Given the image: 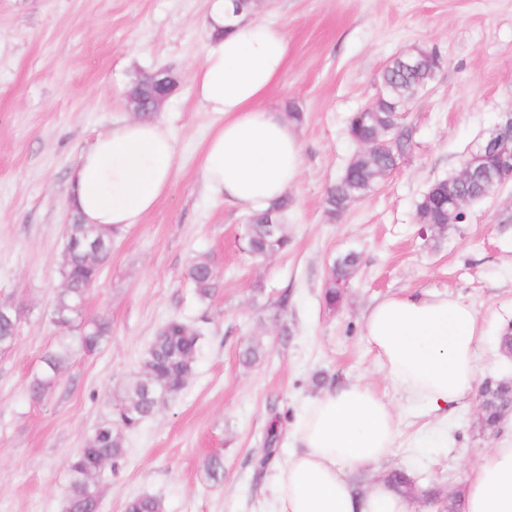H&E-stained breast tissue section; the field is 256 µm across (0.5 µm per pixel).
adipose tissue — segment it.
I'll list each match as a JSON object with an SVG mask.
<instances>
[{
	"label": "adipose tissue",
	"instance_id": "ef3b65f1",
	"mask_svg": "<svg viewBox=\"0 0 512 512\" xmlns=\"http://www.w3.org/2000/svg\"><path fill=\"white\" fill-rule=\"evenodd\" d=\"M204 61L192 77L214 119L201 163L208 194L243 211L286 197L301 174V146L286 115L263 104L280 80L288 40L280 27L211 0ZM180 161L171 129L157 116L112 127L82 151L72 170L70 207L86 224L128 230L167 192ZM364 336L407 406L447 415L474 391L481 334L473 306L442 293L391 294L364 321ZM506 435L472 468L464 512H512V417ZM399 417L368 385L349 383L312 400L294 427L297 449L275 476L276 512H409L377 482L353 494L350 477L395 450Z\"/></svg>",
	"mask_w": 512,
	"mask_h": 512
}]
</instances>
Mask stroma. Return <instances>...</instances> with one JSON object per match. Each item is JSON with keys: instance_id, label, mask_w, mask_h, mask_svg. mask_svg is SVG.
I'll return each instance as SVG.
<instances>
[{"instance_id": "35a3bbf8", "label": "stroma", "mask_w": 512, "mask_h": 512, "mask_svg": "<svg viewBox=\"0 0 512 512\" xmlns=\"http://www.w3.org/2000/svg\"><path fill=\"white\" fill-rule=\"evenodd\" d=\"M210 0H0V302L19 317L0 352V512H63L66 460L110 418L156 330L177 318L202 332L182 391L125 436V456L99 480V512H125L139 495L164 512H274L277 468L295 450L292 427L324 390L370 385L400 416L396 449L356 471V493L400 469L442 496L461 492L498 442L476 424V399L439 418L403 406L363 336L367 309L404 290L447 292L471 303L482 335L480 378L511 377L499 349L512 323V181L466 207L447 234L421 236L416 205L512 110V0H264L262 19L283 28L288 63L265 106L300 113L302 173L281 222L287 251L246 250L248 215L209 196L200 167L212 119L192 75L204 60ZM414 46L443 67L404 120L412 146L365 199L343 215L325 193L357 147L350 116L372 103L382 68ZM167 71L177 88L163 117L180 151L169 190L142 223L112 240L86 316L112 333L95 354L73 351L43 399L27 386L58 341L51 321L71 215L67 185L79 155L131 119L133 82ZM360 264L336 309L323 289L336 259ZM208 260L216 282L200 299L187 277ZM255 341L265 354L245 362ZM268 461L258 450L268 431ZM220 459L224 480L206 475Z\"/></svg>"}]
</instances>
